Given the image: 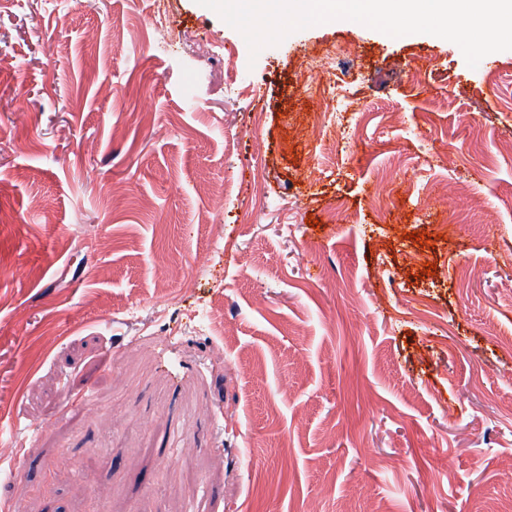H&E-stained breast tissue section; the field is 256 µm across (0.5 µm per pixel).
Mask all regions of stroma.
Here are the masks:
<instances>
[{
    "mask_svg": "<svg viewBox=\"0 0 512 512\" xmlns=\"http://www.w3.org/2000/svg\"><path fill=\"white\" fill-rule=\"evenodd\" d=\"M168 10L158 44L151 0H0V512L512 506V50L336 20L253 60ZM336 43L350 153L301 68Z\"/></svg>",
    "mask_w": 512,
    "mask_h": 512,
    "instance_id": "1",
    "label": "stroma"
}]
</instances>
